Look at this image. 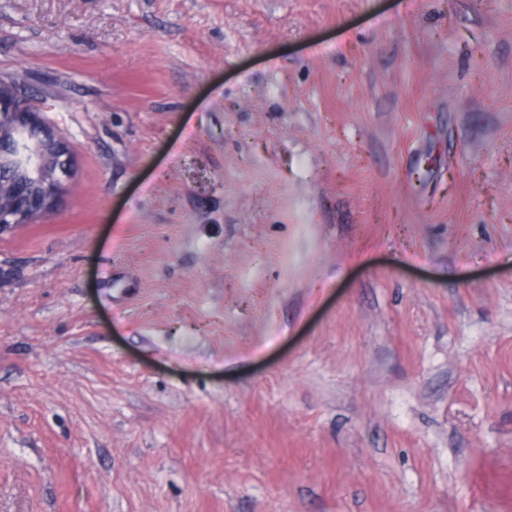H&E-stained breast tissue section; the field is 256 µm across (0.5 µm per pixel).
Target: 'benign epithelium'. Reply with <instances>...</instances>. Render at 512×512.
<instances>
[{"mask_svg": "<svg viewBox=\"0 0 512 512\" xmlns=\"http://www.w3.org/2000/svg\"><path fill=\"white\" fill-rule=\"evenodd\" d=\"M72 160L70 143L17 84L0 83V236L56 206Z\"/></svg>", "mask_w": 512, "mask_h": 512, "instance_id": "7a95c632", "label": "benign epithelium"}]
</instances>
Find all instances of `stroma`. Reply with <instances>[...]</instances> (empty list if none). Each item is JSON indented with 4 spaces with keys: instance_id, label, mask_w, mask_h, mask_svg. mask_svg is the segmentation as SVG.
I'll return each instance as SVG.
<instances>
[{
    "instance_id": "stroma-1",
    "label": "stroma",
    "mask_w": 512,
    "mask_h": 512,
    "mask_svg": "<svg viewBox=\"0 0 512 512\" xmlns=\"http://www.w3.org/2000/svg\"><path fill=\"white\" fill-rule=\"evenodd\" d=\"M0 76V512H512V0H0ZM19 130L28 133L25 156L15 140ZM72 160V146L43 120L38 107L15 82L0 80V237L56 206Z\"/></svg>"
}]
</instances>
